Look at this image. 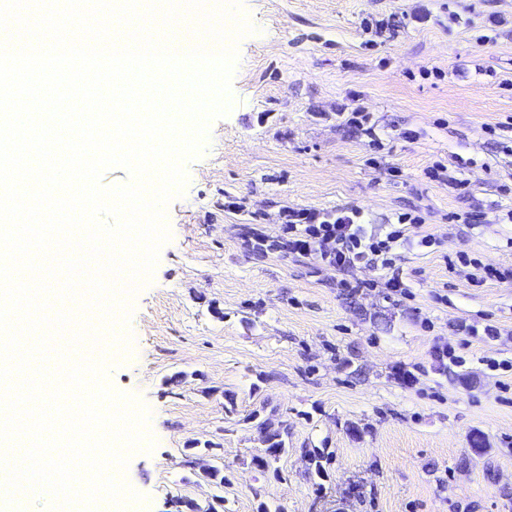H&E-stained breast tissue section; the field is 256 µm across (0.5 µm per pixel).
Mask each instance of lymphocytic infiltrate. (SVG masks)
Wrapping results in <instances>:
<instances>
[{"instance_id": "obj_1", "label": "lymphocytic infiltrate", "mask_w": 512, "mask_h": 512, "mask_svg": "<svg viewBox=\"0 0 512 512\" xmlns=\"http://www.w3.org/2000/svg\"><path fill=\"white\" fill-rule=\"evenodd\" d=\"M282 215V235L260 240V252L285 248L302 256L316 254L323 266L341 273L339 285L351 293L379 287L386 289L388 298H411L399 265L401 250L413 243L425 248L436 243L424 230V216L416 212L395 214L377 229L367 224L362 209L353 206L330 211L287 208ZM361 268L377 271V278L354 277V270Z\"/></svg>"}]
</instances>
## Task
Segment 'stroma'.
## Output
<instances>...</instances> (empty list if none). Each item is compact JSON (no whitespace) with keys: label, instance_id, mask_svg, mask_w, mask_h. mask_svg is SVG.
Wrapping results in <instances>:
<instances>
[{"label":"stroma","instance_id":"1","mask_svg":"<svg viewBox=\"0 0 512 512\" xmlns=\"http://www.w3.org/2000/svg\"><path fill=\"white\" fill-rule=\"evenodd\" d=\"M233 106L165 208L169 239L128 300L107 384L148 412L126 512H512V281L472 288L445 260L512 265V0H238ZM367 19L387 29L373 38ZM372 114L374 138L349 127ZM442 165L464 190L428 178ZM419 210L436 252L401 251L413 296L351 295L316 255L259 253L284 208ZM480 223H451L454 213ZM464 321L497 340L452 331ZM465 359L440 368L434 350ZM288 425L275 471L252 415ZM482 439L473 449V436ZM325 451L316 476L307 449ZM223 467L217 486L211 469Z\"/></svg>","mask_w":512,"mask_h":512}]
</instances>
